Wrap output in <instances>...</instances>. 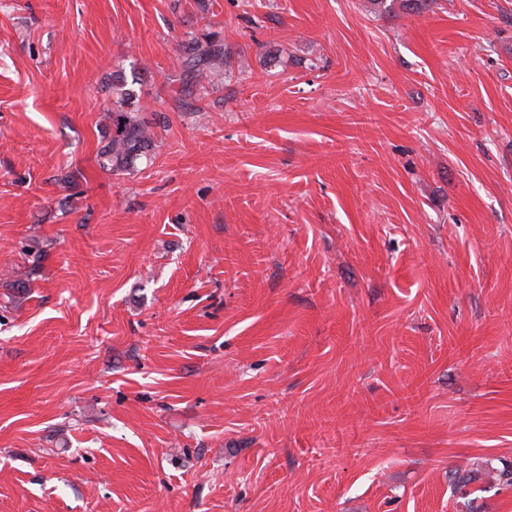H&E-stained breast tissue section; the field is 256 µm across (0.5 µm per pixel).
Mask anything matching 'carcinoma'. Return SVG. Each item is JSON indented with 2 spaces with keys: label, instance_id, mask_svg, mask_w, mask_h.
I'll list each match as a JSON object with an SVG mask.
<instances>
[{
  "label": "carcinoma",
  "instance_id": "obj_1",
  "mask_svg": "<svg viewBox=\"0 0 512 512\" xmlns=\"http://www.w3.org/2000/svg\"><path fill=\"white\" fill-rule=\"evenodd\" d=\"M231 47L216 32H207L191 41L185 57L180 82V92L184 96L197 93L202 75L217 80L229 77ZM130 102L123 98L117 102L109 120L112 124V136L100 152L102 167L113 173H121L134 167L135 162L147 156L154 145V123L126 110ZM491 463L482 461L468 468H456L449 474V481L463 499L462 508L466 512H476L472 495V485L480 480L482 472L489 469Z\"/></svg>",
  "mask_w": 512,
  "mask_h": 512
}]
</instances>
